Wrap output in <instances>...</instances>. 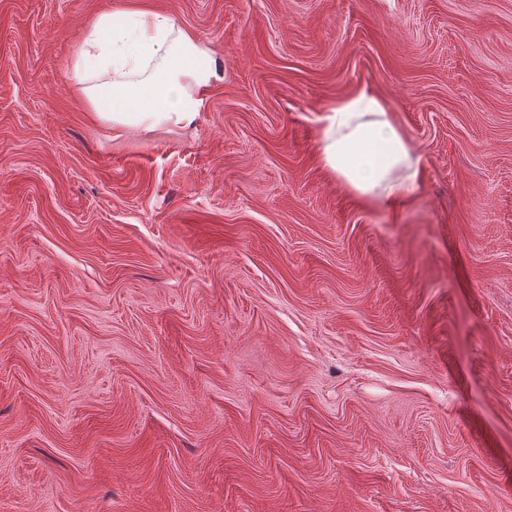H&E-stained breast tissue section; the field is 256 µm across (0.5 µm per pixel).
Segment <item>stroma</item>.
Returning a JSON list of instances; mask_svg holds the SVG:
<instances>
[{
  "instance_id": "35a3bbf8",
  "label": "stroma",
  "mask_w": 512,
  "mask_h": 512,
  "mask_svg": "<svg viewBox=\"0 0 512 512\" xmlns=\"http://www.w3.org/2000/svg\"><path fill=\"white\" fill-rule=\"evenodd\" d=\"M220 78L115 130L89 19ZM382 97L396 206L323 166ZM0 512H512V0H0ZM72 79L112 129L189 126L219 80L200 41L157 11L96 15L73 51ZM324 166L352 191L384 204L411 194L419 158L387 105L367 88L337 102L320 117Z\"/></svg>"
}]
</instances>
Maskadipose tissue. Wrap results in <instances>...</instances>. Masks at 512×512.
<instances>
[{
    "instance_id": "ef3b65f1",
    "label": "adipose tissue",
    "mask_w": 512,
    "mask_h": 512,
    "mask_svg": "<svg viewBox=\"0 0 512 512\" xmlns=\"http://www.w3.org/2000/svg\"><path fill=\"white\" fill-rule=\"evenodd\" d=\"M72 79L113 128L191 125L218 78L200 41L149 10L96 15L73 51ZM321 159L352 191L386 205L416 187L419 158L386 103L362 88L323 114Z\"/></svg>"
}]
</instances>
